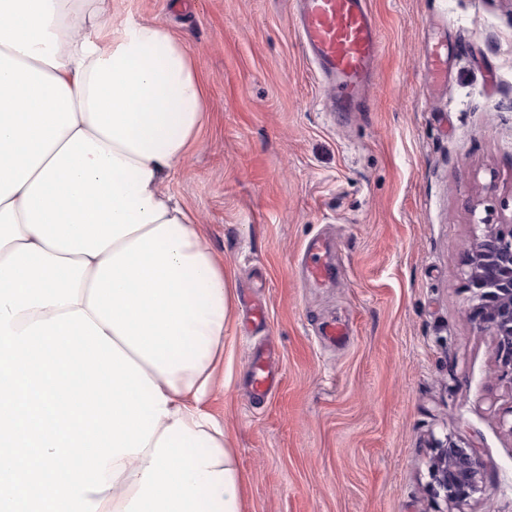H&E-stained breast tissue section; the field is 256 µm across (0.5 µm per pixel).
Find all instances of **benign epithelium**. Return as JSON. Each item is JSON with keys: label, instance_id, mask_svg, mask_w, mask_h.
Masks as SVG:
<instances>
[{"label": "benign epithelium", "instance_id": "benign-epithelium-1", "mask_svg": "<svg viewBox=\"0 0 512 512\" xmlns=\"http://www.w3.org/2000/svg\"><path fill=\"white\" fill-rule=\"evenodd\" d=\"M482 228L465 247L463 271L471 293L470 319L494 338L497 376L512 384V223L493 225L490 213H471ZM484 460L475 446L445 441L429 462L432 490L449 504L461 505L482 491Z\"/></svg>", "mask_w": 512, "mask_h": 512}]
</instances>
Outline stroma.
<instances>
[{"instance_id":"35a3bbf8","label":"stroma","mask_w":512,"mask_h":512,"mask_svg":"<svg viewBox=\"0 0 512 512\" xmlns=\"http://www.w3.org/2000/svg\"><path fill=\"white\" fill-rule=\"evenodd\" d=\"M370 6L382 49L365 109L335 112L292 0H112L184 42L211 102L166 183L238 288L205 408L245 478L242 512H512V384L462 276L472 213L512 218V0ZM320 236L337 249L316 283L301 257ZM334 321L345 342L323 338ZM268 345L281 381L255 400ZM445 438L487 464L456 507L431 489Z\"/></svg>"}]
</instances>
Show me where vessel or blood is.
<instances>
[{
  "label": "vessel or blood",
  "mask_w": 512,
  "mask_h": 512,
  "mask_svg": "<svg viewBox=\"0 0 512 512\" xmlns=\"http://www.w3.org/2000/svg\"><path fill=\"white\" fill-rule=\"evenodd\" d=\"M296 25L309 57L332 90L338 111H357L382 48L369 0H296ZM324 251L320 240L306 246V272L311 280L328 274ZM271 380L268 358L254 356V395L267 396Z\"/></svg>",
  "instance_id": "vessel-or-blood-1"
}]
</instances>
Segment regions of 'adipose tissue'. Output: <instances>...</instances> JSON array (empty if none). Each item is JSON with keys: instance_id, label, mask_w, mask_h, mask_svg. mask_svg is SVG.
<instances>
[{"instance_id": "ef3b65f1", "label": "adipose tissue", "mask_w": 512, "mask_h": 512, "mask_svg": "<svg viewBox=\"0 0 512 512\" xmlns=\"http://www.w3.org/2000/svg\"><path fill=\"white\" fill-rule=\"evenodd\" d=\"M210 112L169 28L0 0V512H241L235 282L164 189Z\"/></svg>"}]
</instances>
